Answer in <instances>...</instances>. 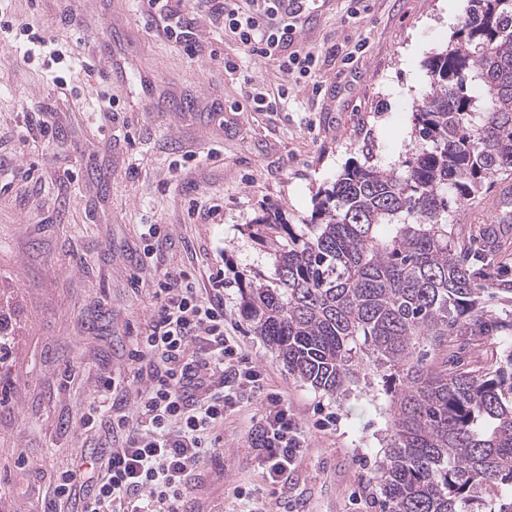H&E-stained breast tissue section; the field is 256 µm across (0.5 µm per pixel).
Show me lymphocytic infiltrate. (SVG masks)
Returning <instances> with one entry per match:
<instances>
[{
  "label": "lymphocytic infiltrate",
  "mask_w": 512,
  "mask_h": 512,
  "mask_svg": "<svg viewBox=\"0 0 512 512\" xmlns=\"http://www.w3.org/2000/svg\"><path fill=\"white\" fill-rule=\"evenodd\" d=\"M199 7L223 16L225 32L242 50L244 62L225 59L224 70L246 88L253 111H281L292 82L320 92L326 59L296 44L302 11L290 0H199ZM250 60L276 63L285 79L276 93L263 91L246 66ZM209 281L208 297L182 276L156 291V312L132 353L138 363L157 361L146 373L137 415H112L105 405L91 404L83 416L85 430L108 427L120 442L65 471L55 488L58 500L81 496L80 512H180L188 477L216 449L214 432L235 397L224 388L225 369L234 368L242 386L257 376L224 330L223 272ZM256 446L267 480L279 483L302 447L298 427L279 400L263 414Z\"/></svg>",
  "instance_id": "1"
}]
</instances>
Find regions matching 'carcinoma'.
<instances>
[{"mask_svg":"<svg viewBox=\"0 0 512 512\" xmlns=\"http://www.w3.org/2000/svg\"><path fill=\"white\" fill-rule=\"evenodd\" d=\"M424 67L401 168L345 169L303 234L279 212L254 218L275 278H240L241 309L317 389L345 392L365 360L397 381L377 464L382 512H512L501 498L512 488V345L479 373L425 361L454 336L512 330V310H484L512 304V273L448 237V197L463 207L488 179L512 177V0H467Z\"/></svg>","mask_w":512,"mask_h":512,"instance_id":"cac0c4a2","label":"carcinoma"}]
</instances>
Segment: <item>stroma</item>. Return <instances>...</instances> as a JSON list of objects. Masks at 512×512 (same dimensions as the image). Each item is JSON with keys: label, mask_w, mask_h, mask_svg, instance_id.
Wrapping results in <instances>:
<instances>
[{"label": "stroma", "mask_w": 512, "mask_h": 512, "mask_svg": "<svg viewBox=\"0 0 512 512\" xmlns=\"http://www.w3.org/2000/svg\"><path fill=\"white\" fill-rule=\"evenodd\" d=\"M342 0H315L298 43L333 55L364 41L356 70L328 63L323 91L289 86L283 112L234 111L245 100L224 72L240 49L218 16L181 0L193 53L150 24L146 0H0V305L17 320L0 346V512H77L54 489L75 460L114 445L86 436L80 416L103 376L125 380L114 402L136 411L131 353L174 274L224 271V326L261 379L240 390L218 428L220 447L194 469L183 512H380L376 462L390 395L366 376L330 395L289 374L240 309L239 279L271 283L269 244L251 220L280 208L303 232L324 189L350 165L399 167L411 148V106L427 90L425 59L459 26L466 0H376L358 21ZM62 51L24 58L26 31ZM105 60L108 73L98 71ZM504 190L492 180L449 233L490 237ZM219 203L209 218L194 201ZM163 231L143 254L145 225ZM504 336H458L429 357L479 370ZM287 404L304 447L287 479L268 483L254 449L270 397Z\"/></svg>", "instance_id": "35a3bbf8"}]
</instances>
